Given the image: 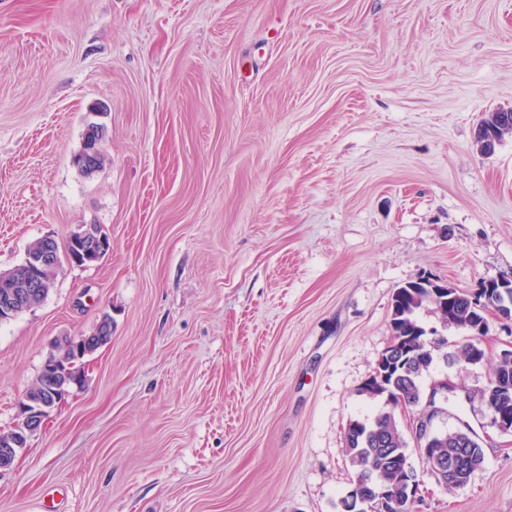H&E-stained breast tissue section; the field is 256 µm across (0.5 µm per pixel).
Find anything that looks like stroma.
<instances>
[{"mask_svg": "<svg viewBox=\"0 0 512 512\" xmlns=\"http://www.w3.org/2000/svg\"><path fill=\"white\" fill-rule=\"evenodd\" d=\"M512 0H0V270L100 225L111 250L62 265L0 323V431L55 341L112 318L85 385L10 470L0 512H341L349 421L421 275L464 292L512 276ZM105 124L103 167L73 163ZM436 431L485 453L448 490L416 447L417 512H512V435L446 361ZM508 113L512 114V112H504V111L503 112H493L482 122V124L479 127L478 137H477V141L481 144L482 148L486 149L482 144V138H481L482 132L488 131V129L491 130L494 133V135L496 136L498 142L501 140V138L505 134L512 133V125H509L508 123L499 124V122H498V119L502 115H506ZM507 121H508V118L505 116H502L501 122L504 123Z\"/></svg>", "mask_w": 512, "mask_h": 512, "instance_id": "35a3bbf8", "label": "stroma"}]
</instances>
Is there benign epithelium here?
<instances>
[{"label":"benign epithelium","mask_w":512,"mask_h":512,"mask_svg":"<svg viewBox=\"0 0 512 512\" xmlns=\"http://www.w3.org/2000/svg\"><path fill=\"white\" fill-rule=\"evenodd\" d=\"M101 150L99 141L88 138L84 141L80 152L75 156L74 162L86 175L92 176L98 171ZM71 249L64 255V260L72 266H87L99 261L109 250L110 245L89 228H80L70 235ZM60 267L56 239L52 236H44L39 239V245L27 251L24 260L6 270L0 272V321H7L16 317L19 313L36 306L35 298L40 295L45 283V274L52 268ZM416 283L422 288L421 297L429 302L443 307L447 298L448 283L421 276ZM512 288V278L491 277L482 280L478 288L472 292V301L484 304L488 298H495L493 315L502 322H511L512 300L509 299L507 289ZM461 330L469 333L472 341L473 365L481 363L484 354L482 347L483 333L486 330L484 322H473L461 327ZM72 356L79 361L92 354L98 345V339L92 336L71 337ZM408 342L403 336H392L391 341L380 353L373 374L362 384L360 394L368 397L382 396L385 400L391 399L392 390L388 383L391 372V354L405 352ZM81 372L66 373L59 379L57 389L59 393L52 394L53 400H44L28 392L24 400L19 404L17 422L12 429L0 433V471L12 467L18 452L24 448L29 440L40 432L48 420L51 410L59 404L64 396L69 394V389L78 386V378ZM452 384L440 381L430 391V395L418 404H408L400 401L399 410L406 417L408 426L416 440L417 447L423 457L427 470L442 479V475L456 469V452L449 451L448 456L439 455L435 445L441 437L433 429L434 419L443 412L442 404L448 400V391ZM503 384L500 381H487L480 391V398L488 412L491 424L504 434L512 435V410L504 405ZM369 487L367 496L350 499L343 506V512H366L372 503H386L390 490L376 482H366Z\"/></svg>","instance_id":"1"}]
</instances>
